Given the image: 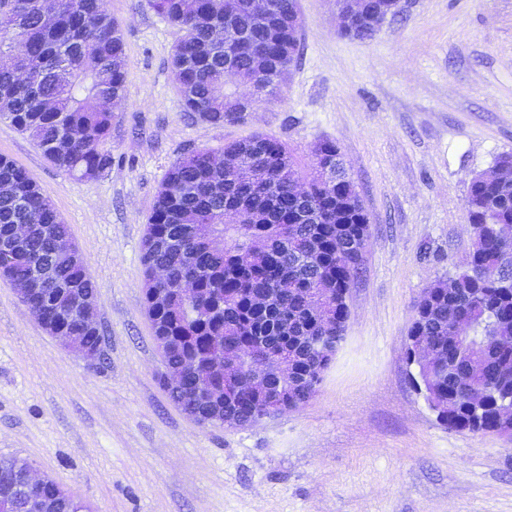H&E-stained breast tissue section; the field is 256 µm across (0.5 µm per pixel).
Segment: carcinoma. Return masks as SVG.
I'll return each mask as SVG.
<instances>
[{
    "mask_svg": "<svg viewBox=\"0 0 512 512\" xmlns=\"http://www.w3.org/2000/svg\"><path fill=\"white\" fill-rule=\"evenodd\" d=\"M254 0H146L179 30L171 68L184 111L212 124H232L243 111L224 95V43L215 30L232 24L237 39L229 47L231 68L245 78L253 61L274 68L275 94L299 52L298 31L289 27L298 0H267L272 29L252 24ZM20 35L25 54L12 53ZM41 70L35 80L18 79L20 63ZM126 52L118 23L102 0H0V120L29 134L46 158L79 180H94L112 167L104 149L115 114L100 107L125 99ZM71 127L94 134L91 141L68 138ZM220 154L260 176L252 185L229 179L210 150H194L169 169L154 199L143 240L145 272L167 265L195 281L187 300L167 296L145 278L146 315L154 336H164V366L180 369L183 380L165 386L187 416L209 426L235 421L254 425L267 414L265 400L251 379L266 377L299 408L317 390L344 339L346 298L360 272L357 250L369 237L368 217L345 169L340 185H309L306 204L294 198L300 172L280 140L251 135L224 144ZM496 179L475 175L467 197L468 220L475 225L471 260L455 275L456 288L433 283L416 303L410 336L430 346L436 358L419 365L431 408L441 422L460 432L501 433V413L512 398V154L492 166ZM0 251L10 244L13 224L29 225L23 245L0 276L24 279L33 267L52 274L56 293L30 299L37 319L82 345L97 341L76 311L72 294H86L95 283L87 261L73 262L62 250L72 239L69 225L26 171L0 156ZM235 210L224 223V208ZM223 236V247L207 240L209 226ZM461 313L474 343L464 346L450 318ZM233 349L240 354L239 388L229 402L212 398L201 380L209 357ZM291 359L288 380L282 360ZM26 460L0 459V494L23 503ZM39 512H77L75 498L46 477L38 487Z\"/></svg>",
    "mask_w": 512,
    "mask_h": 512,
    "instance_id": "obj_1",
    "label": "carcinoma"
}]
</instances>
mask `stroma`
Masks as SVG:
<instances>
[{"instance_id": "obj_1", "label": "stroma", "mask_w": 512, "mask_h": 512, "mask_svg": "<svg viewBox=\"0 0 512 512\" xmlns=\"http://www.w3.org/2000/svg\"><path fill=\"white\" fill-rule=\"evenodd\" d=\"M300 56L243 122L185 112L179 36L144 0H103L126 48L124 103L91 181L52 165L0 120V155L26 169L82 251L109 364L62 348L0 277V457L19 456L92 512H512V439L448 430L412 384L414 305L472 249L471 179L512 153V0H408L374 36H342L331 0H298ZM263 133L305 179L335 142L369 218L345 339L300 408L203 427L169 399L144 310L147 218L187 152Z\"/></svg>"}]
</instances>
